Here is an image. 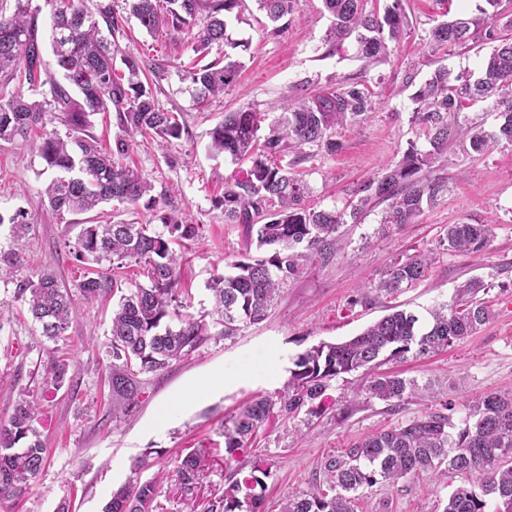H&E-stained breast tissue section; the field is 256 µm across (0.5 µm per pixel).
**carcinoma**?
<instances>
[{"label": "carcinoma", "instance_id": "obj_1", "mask_svg": "<svg viewBox=\"0 0 512 512\" xmlns=\"http://www.w3.org/2000/svg\"><path fill=\"white\" fill-rule=\"evenodd\" d=\"M52 7L50 45L62 81L42 79V47L37 15L31 0H15V10L0 13V144L28 146L38 137L37 153L52 177L44 189L55 211L85 214L102 210L118 200L138 208L156 210L162 197L151 194L152 185L135 168L124 163L134 150V135L147 133L158 149L169 150L183 131L178 115L161 109L147 81L154 67L137 56L114 64L112 43L102 34L119 29V19L108 6L98 7L100 19L85 9L83 0H47ZM273 30L293 15L299 0H256ZM486 7L469 18L441 21L429 31L428 44L438 51L462 47L478 38L496 42L483 60L477 78L438 67L414 94V121L424 131L429 149L410 144L398 162L376 178L351 190V200L340 210H316L306 206L309 187L280 164V156L295 151L306 157L305 146L328 154L341 143L333 139L337 128L356 123L372 111L371 92L356 84L313 95H303L288 108L266 136L260 135L264 117L251 108L225 116L210 132V149L234 161L247 159L243 175L224 182V223L241 224L248 236H256L257 248H273L268 257H246L233 263L234 272L212 279L209 290L214 314L187 312L190 300L178 288L179 255L174 245L194 236L197 227L184 223L174 210L163 211L159 220L167 229L160 233L133 220L81 225L72 254L82 264L97 269L77 285L88 302L118 296L112 307V363L108 379L112 400L122 413L135 409L140 395L139 375L166 370L216 337L234 338L244 322L263 320L283 284L296 278L301 261L323 255L336 241L341 225L361 223L371 205L387 206L381 223L387 227L409 224L423 206H433L448 194V181L433 167L448 146L462 136L471 149L484 155L500 143L512 145V20L506 32L497 31L500 0H484ZM242 0H130V11L152 35L190 32L197 51L224 44V57L188 69L200 98L214 97L236 81L243 67L238 48L246 44L227 33V16ZM331 17L328 42L337 47L357 34V54L365 60L382 57L387 42L406 35L401 0H393L384 14L366 10L364 0H323ZM14 89H9L11 83ZM50 84L51 100L42 103L25 97L23 86L35 91ZM492 102L500 118L494 131L460 120L478 103ZM114 111L117 132L112 145L104 146L88 132L90 117ZM59 112L68 127L61 138L47 129L49 113ZM10 224L13 237L22 239L32 230L28 213L19 209L0 225ZM493 237L489 224H450L444 251L466 255L484 250ZM303 251H298V248ZM428 250L395 261L377 288L395 294L423 280L436 261ZM108 266H103V263ZM136 266L145 282L127 290L128 269ZM483 289L469 279L456 290L451 305L432 312L424 324L406 310H396L339 343H321L300 354L278 402L261 397L246 404L224 429V464L228 468L224 492L208 502L207 512H265L266 478L270 472L252 468L241 476V456L252 436L274 413L292 417L303 407L323 399L331 382L342 374L362 373L372 398L400 402L419 385L413 379L380 371L392 361L424 357L473 335L491 319V310L477 298ZM33 320L46 338H64L73 314V300L53 272L42 270L17 283ZM222 329L211 332V324ZM65 360L47 363L41 397L20 399L12 412L0 419V502L21 497L49 464L51 449L37 428L40 400L72 382ZM443 406L404 426L365 437L338 454L321 460L322 480L306 490L291 493L280 512H355L363 492L379 483L394 484L419 473L445 475L450 471L478 476L476 484L457 487L443 512H489L491 501L512 512V394H491L470 407V422L457 427ZM163 453L146 449L134 460L138 473L155 466ZM212 454L195 448L175 459L172 470L158 469L150 479L125 484L112 492L103 512H155L160 481L168 475L178 481L182 496L191 499L200 476L209 469ZM236 466H231V463Z\"/></svg>", "mask_w": 512, "mask_h": 512}]
</instances>
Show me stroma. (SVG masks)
I'll list each match as a JSON object with an SVG mask.
<instances>
[{
  "mask_svg": "<svg viewBox=\"0 0 512 512\" xmlns=\"http://www.w3.org/2000/svg\"><path fill=\"white\" fill-rule=\"evenodd\" d=\"M89 11L111 5L122 28L114 34L115 58L132 54L161 64L156 85L160 107L180 113L183 131L168 152L145 144L133 161L155 192L165 193L186 223L199 233L184 241L180 287L191 299L190 311L211 308L208 286L214 276L230 273L246 252L243 228L224 221L217 202L224 181L241 175L248 161L235 162L213 154L210 132L225 114L252 107L271 128L293 101L297 87L316 92L347 83L364 85L374 108L364 122L337 130L336 154L311 150L296 165L310 187L309 207H342L361 181L379 176L401 157L409 142L426 148L420 126L412 121L414 93L437 65L454 72L477 73L494 44L472 42L447 55L431 56L427 36L442 15L455 18L475 12L483 0H402L408 34L390 43L386 57L366 64L356 56L353 39L338 48L326 40L330 19L322 0H300L299 9L279 33L265 25L256 0H243L239 19L228 33L248 43L241 52L243 68L223 95L200 101L186 69L200 61L186 35L154 36L129 14L124 0H85ZM437 172L448 180L447 196L423 209L411 224L396 230L381 224L383 205L374 206L359 224L339 229V245L325 256L303 261L300 275L276 297L267 317L242 326L230 340L216 339L184 361L143 378L138 404L122 414L108 389L112 360V300L94 303L74 296L75 316L66 339L51 341L16 297V282L47 268L59 283L74 288L86 272L64 249L75 239L85 215L53 211L43 201L48 180L35 152L0 147V214L27 212L34 226L27 240L14 241L8 226L0 227V250L15 251L18 266L0 276V416L11 412L19 397L40 395L43 367L49 359H70L73 384L46 402L40 431L51 450L49 466L20 500L0 504V512H55L70 497L72 512H102L114 489L151 471L134 474L133 460L148 448L175 458L185 448L206 447L216 460L200 482L195 500L182 498L175 481L162 483L158 512H205L207 502L224 490L222 432L231 417L259 397L277 399L297 356L322 342L335 343L359 334L389 313L391 307L427 316L429 310L452 304L456 288L476 278L492 309L490 321L473 336L436 355L390 363V371L417 380L425 393H412L389 403L365 392L361 373L332 381L320 415L300 412L262 427L251 441L250 464L270 468L265 506L277 512L288 493L306 489L323 457L337 453L374 433L401 426L425 412L452 403L454 419L463 422L469 406L492 393L512 390V146L500 144L490 153H473L468 143L449 146ZM490 224L494 237L483 251L465 256L440 255L428 276L397 295L376 290L383 272L396 260L437 249L448 225ZM364 302H357L358 293ZM219 378L217 386L204 382ZM476 476L428 473L365 491L356 512H442L457 486L476 483Z\"/></svg>",
  "mask_w": 512,
  "mask_h": 512,
  "instance_id": "obj_1",
  "label": "stroma"
}]
</instances>
